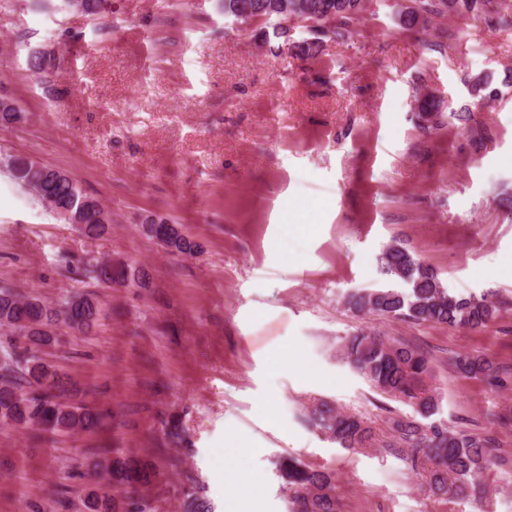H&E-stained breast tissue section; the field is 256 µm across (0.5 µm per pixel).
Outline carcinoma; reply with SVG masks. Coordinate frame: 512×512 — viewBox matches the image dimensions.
I'll use <instances>...</instances> for the list:
<instances>
[{
  "label": "carcinoma",
  "mask_w": 512,
  "mask_h": 512,
  "mask_svg": "<svg viewBox=\"0 0 512 512\" xmlns=\"http://www.w3.org/2000/svg\"><path fill=\"white\" fill-rule=\"evenodd\" d=\"M218 2L226 17L248 11L256 18L276 20V38H288L289 30L283 22L291 16L311 23L310 31L317 37L300 44V51L308 56L319 48L321 35L336 40L346 38L350 26L365 10L364 0H302L306 8L286 14L278 12L280 0ZM446 13L471 14L500 27H512V9L505 0H412V5L398 12V20L403 27L415 28L432 16ZM28 67L45 75L54 67V60L35 52L28 59ZM5 163L13 179L33 191L55 214L66 210L79 216L84 221L85 235L108 232L112 220L105 218L101 203L69 174L29 157L10 156ZM149 221L153 224L149 238L171 241L176 255L194 253L196 244L182 233L180 225L159 217ZM378 264L384 276L403 284L404 289L352 293L346 301L350 311L469 329L486 326L498 312L489 293L462 297L448 292L435 270L400 243L387 246ZM78 275L108 288L130 279L143 285L147 277L139 268L104 258L80 261ZM99 311L98 299L90 293L73 294L49 306L36 297L0 287V329L8 336L6 344L0 345L1 425L36 426L50 434L90 431L102 425L104 414L89 405L71 402L68 379L37 354V349L55 340L56 326L63 324L75 331L90 329L98 320ZM343 356L376 389L407 399L421 418L429 419L439 412L437 396L424 383L429 359L417 347L361 330L345 342ZM453 367L464 377L483 378L492 386L499 381L492 364L478 356L459 355ZM307 420L348 451L365 448L373 440V431L362 419L343 413L326 401L309 407ZM390 431L392 441L384 448L401 456L413 470L430 464L429 486L434 494L446 495L455 488L476 498L485 495L481 474L491 461L493 436L466 434L440 423L424 424L404 417L391 419ZM275 465L283 481L282 489L289 494V512H339L333 473L293 457H281ZM95 467L104 473V483L87 495V512H118L121 488L147 489L157 476L155 465L148 459H102L95 462ZM179 508L180 512H212L210 503L195 492L185 493Z\"/></svg>",
  "instance_id": "1"
}]
</instances>
